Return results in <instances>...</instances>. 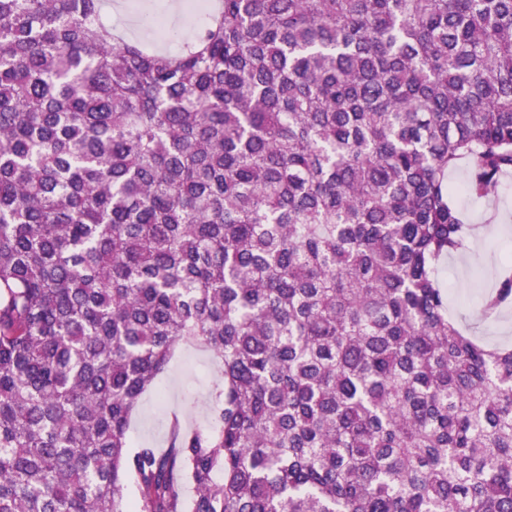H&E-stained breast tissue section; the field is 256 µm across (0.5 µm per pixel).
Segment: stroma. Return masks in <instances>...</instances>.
<instances>
[{"instance_id": "stroma-1", "label": "stroma", "mask_w": 512, "mask_h": 512, "mask_svg": "<svg viewBox=\"0 0 512 512\" xmlns=\"http://www.w3.org/2000/svg\"><path fill=\"white\" fill-rule=\"evenodd\" d=\"M469 223L479 232L467 251L439 265V278L450 290L448 315L475 335L492 343L512 342V307L498 317L481 318L478 309L496 284L499 267L512 261V230L500 232L499 219L512 222V175L506 177L499 196L490 202L465 195L456 198ZM220 371L208 353L180 345L166 370L148 391L135 414L130 435L135 445L165 447L172 420L183 427L209 426L211 393Z\"/></svg>"}]
</instances>
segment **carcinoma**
<instances>
[{"mask_svg": "<svg viewBox=\"0 0 512 512\" xmlns=\"http://www.w3.org/2000/svg\"><path fill=\"white\" fill-rule=\"evenodd\" d=\"M464 162L512 173V0H211L176 53L0 0V512H512V349L434 275ZM182 342L213 426L136 448Z\"/></svg>", "mask_w": 512, "mask_h": 512, "instance_id": "1", "label": "carcinoma"}]
</instances>
